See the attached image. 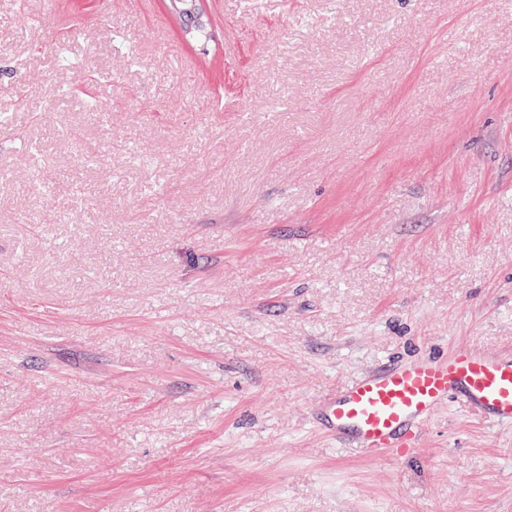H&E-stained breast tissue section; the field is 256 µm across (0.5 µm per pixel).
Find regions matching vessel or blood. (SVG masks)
I'll return each mask as SVG.
<instances>
[{
    "label": "vessel or blood",
    "mask_w": 512,
    "mask_h": 512,
    "mask_svg": "<svg viewBox=\"0 0 512 512\" xmlns=\"http://www.w3.org/2000/svg\"><path fill=\"white\" fill-rule=\"evenodd\" d=\"M459 397L480 420L512 425V353L458 346L361 374L314 410L321 429L378 457L407 452L436 408Z\"/></svg>",
    "instance_id": "1"
}]
</instances>
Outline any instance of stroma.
Masks as SVG:
<instances>
[{
  "mask_svg": "<svg viewBox=\"0 0 512 512\" xmlns=\"http://www.w3.org/2000/svg\"><path fill=\"white\" fill-rule=\"evenodd\" d=\"M202 6L0 0V512H512V426L311 414L512 352V0ZM171 6L181 20L187 35L192 38L202 35L203 29H198L201 25L202 13L197 0H171ZM451 396L480 420L512 425V353L457 346L361 374L313 410L321 429L376 458L416 448L426 422Z\"/></svg>",
  "mask_w": 512,
  "mask_h": 512,
  "instance_id": "obj_1",
  "label": "stroma"
}]
</instances>
